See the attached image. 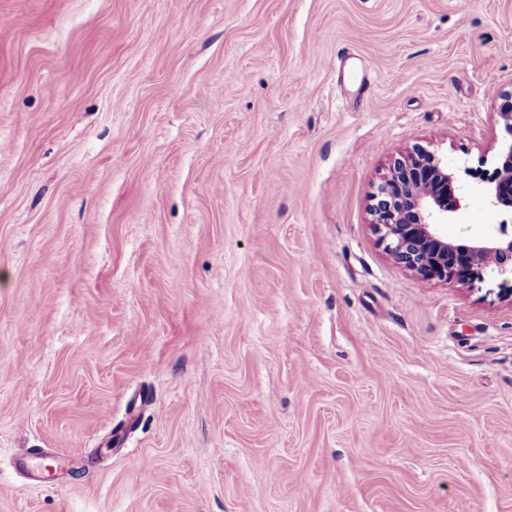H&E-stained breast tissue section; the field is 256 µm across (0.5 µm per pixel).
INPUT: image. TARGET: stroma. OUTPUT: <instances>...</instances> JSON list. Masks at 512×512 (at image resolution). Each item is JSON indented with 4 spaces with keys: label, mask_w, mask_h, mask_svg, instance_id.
Wrapping results in <instances>:
<instances>
[{
    "label": "stroma",
    "mask_w": 512,
    "mask_h": 512,
    "mask_svg": "<svg viewBox=\"0 0 512 512\" xmlns=\"http://www.w3.org/2000/svg\"><path fill=\"white\" fill-rule=\"evenodd\" d=\"M511 107L512 0H0V512H512V288L371 227Z\"/></svg>",
    "instance_id": "35a3bbf8"
}]
</instances>
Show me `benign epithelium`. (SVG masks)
<instances>
[{
  "label": "benign epithelium",
  "mask_w": 512,
  "mask_h": 512,
  "mask_svg": "<svg viewBox=\"0 0 512 512\" xmlns=\"http://www.w3.org/2000/svg\"><path fill=\"white\" fill-rule=\"evenodd\" d=\"M467 174L502 219L486 236L462 243L448 239L442 226L462 208L466 190L427 149L394 159L377 196L379 241L397 264L425 281L473 283L488 274L512 279V141L492 168Z\"/></svg>",
  "instance_id": "benign-epithelium-1"
}]
</instances>
